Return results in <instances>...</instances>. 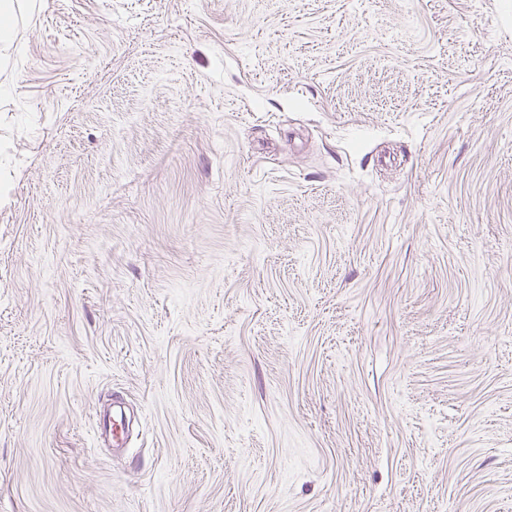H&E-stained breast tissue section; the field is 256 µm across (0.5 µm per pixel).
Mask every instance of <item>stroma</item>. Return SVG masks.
I'll use <instances>...</instances> for the list:
<instances>
[{"instance_id":"35a3bbf8","label":"stroma","mask_w":512,"mask_h":512,"mask_svg":"<svg viewBox=\"0 0 512 512\" xmlns=\"http://www.w3.org/2000/svg\"><path fill=\"white\" fill-rule=\"evenodd\" d=\"M11 3L0 512H512V0Z\"/></svg>"}]
</instances>
